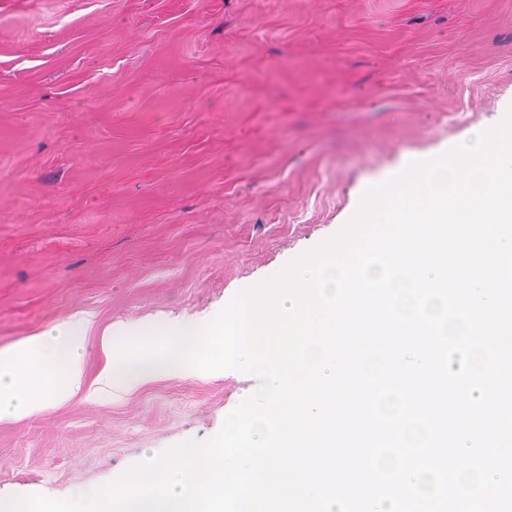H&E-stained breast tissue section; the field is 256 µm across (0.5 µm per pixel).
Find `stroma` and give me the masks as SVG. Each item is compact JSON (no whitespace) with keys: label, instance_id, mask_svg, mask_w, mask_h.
I'll use <instances>...</instances> for the list:
<instances>
[{"label":"stroma","instance_id":"35a3bbf8","mask_svg":"<svg viewBox=\"0 0 512 512\" xmlns=\"http://www.w3.org/2000/svg\"><path fill=\"white\" fill-rule=\"evenodd\" d=\"M512 109V0H0V351L83 314L214 317L363 192ZM256 376L160 373L0 422V498H67L189 438Z\"/></svg>","mask_w":512,"mask_h":512}]
</instances>
